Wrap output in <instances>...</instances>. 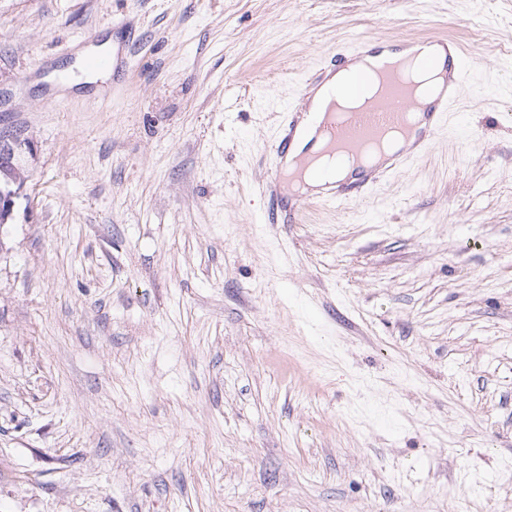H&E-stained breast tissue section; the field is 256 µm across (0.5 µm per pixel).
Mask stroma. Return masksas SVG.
I'll use <instances>...</instances> for the list:
<instances>
[{"instance_id":"obj_1","label":"stroma","mask_w":512,"mask_h":512,"mask_svg":"<svg viewBox=\"0 0 512 512\" xmlns=\"http://www.w3.org/2000/svg\"><path fill=\"white\" fill-rule=\"evenodd\" d=\"M432 34L469 141L267 223L300 78ZM0 127V512H512V0H0ZM376 41L374 36H366L355 39L349 46L340 48L331 57L324 59L319 66L310 72L302 82L299 95H301V105H305L306 99L309 97L310 90L313 86L321 84L324 76L328 71L336 72V70L345 68L349 62L361 57L365 49L366 42ZM8 128H1L0 135ZM37 156V145L21 133H5L0 137V224L14 217L16 200L23 192L27 177L26 163Z\"/></svg>"}]
</instances>
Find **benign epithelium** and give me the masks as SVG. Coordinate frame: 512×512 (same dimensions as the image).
<instances>
[{
  "mask_svg": "<svg viewBox=\"0 0 512 512\" xmlns=\"http://www.w3.org/2000/svg\"><path fill=\"white\" fill-rule=\"evenodd\" d=\"M36 156L37 145L33 139L21 133L0 136V224L13 220L16 200L27 183L26 163Z\"/></svg>",
  "mask_w": 512,
  "mask_h": 512,
  "instance_id": "7a95c632",
  "label": "benign epithelium"
}]
</instances>
